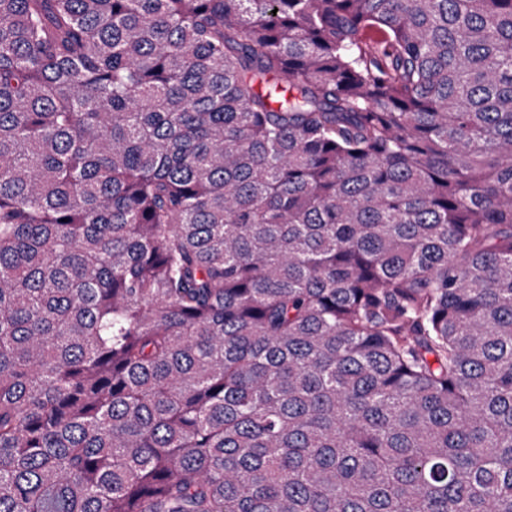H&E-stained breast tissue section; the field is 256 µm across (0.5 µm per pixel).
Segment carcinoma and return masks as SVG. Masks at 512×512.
<instances>
[{
    "label": "carcinoma",
    "instance_id": "cac0c4a2",
    "mask_svg": "<svg viewBox=\"0 0 512 512\" xmlns=\"http://www.w3.org/2000/svg\"><path fill=\"white\" fill-rule=\"evenodd\" d=\"M0 512H512V0H0Z\"/></svg>",
    "mask_w": 512,
    "mask_h": 512
}]
</instances>
